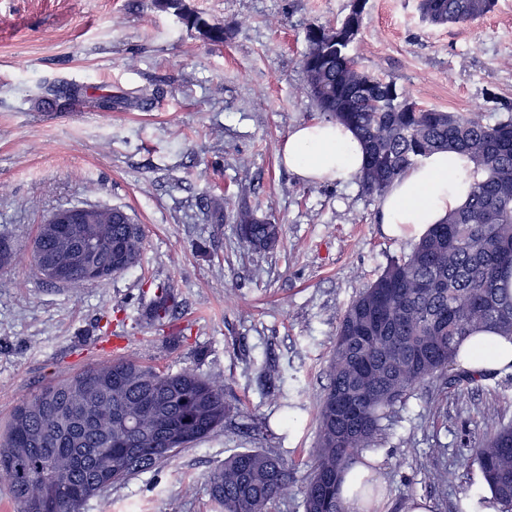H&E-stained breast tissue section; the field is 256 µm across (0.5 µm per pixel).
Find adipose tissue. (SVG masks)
<instances>
[{"label": "adipose tissue", "instance_id": "adipose-tissue-1", "mask_svg": "<svg viewBox=\"0 0 512 512\" xmlns=\"http://www.w3.org/2000/svg\"><path fill=\"white\" fill-rule=\"evenodd\" d=\"M282 162L304 182H337L353 177L364 160L359 139L345 125L319 121L295 126L281 146ZM474 182L473 163L455 151L419 158L379 201V221L388 235L420 238L463 206ZM468 368L491 370L512 362V341L480 332L464 344Z\"/></svg>", "mask_w": 512, "mask_h": 512}]
</instances>
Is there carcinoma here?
<instances>
[{"label":"carcinoma","instance_id":"1","mask_svg":"<svg viewBox=\"0 0 512 512\" xmlns=\"http://www.w3.org/2000/svg\"><path fill=\"white\" fill-rule=\"evenodd\" d=\"M495 0H419L434 25L457 24L490 13ZM368 0H350L334 24L305 29L301 66L318 111L349 126L365 151L355 176L379 198L425 154L455 150L475 165L469 202L434 225L412 250L388 260L377 278L342 315L321 397L304 512H346L341 476L373 449L384 421L421 383L448 389L483 382L512 383V363L497 371L462 366L460 347L480 331L512 340V295L499 286L512 274V113L490 123L470 113L420 106L397 84L359 65L352 53L361 37ZM206 26L212 43L224 29L198 13L186 25ZM115 207L95 205L92 223L55 232L44 227L39 266L85 268L63 284L77 286L122 275L138 261L144 229L112 222ZM242 240L259 250L278 243L282 225L243 209L234 216ZM175 302L160 287L147 317L168 318ZM231 406L224 386L192 370L160 372L130 359L91 365L43 385L0 431V475L16 512H80L88 499L151 471L178 451L210 436ZM470 453L499 504L512 512V422L485 434H465ZM294 481V468L261 448L224 458L208 479L222 512H268Z\"/></svg>","mask_w":512,"mask_h":512}]
</instances>
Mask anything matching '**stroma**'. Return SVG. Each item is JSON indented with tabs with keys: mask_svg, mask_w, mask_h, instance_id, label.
Returning <instances> with one entry per match:
<instances>
[{
	"mask_svg": "<svg viewBox=\"0 0 512 512\" xmlns=\"http://www.w3.org/2000/svg\"><path fill=\"white\" fill-rule=\"evenodd\" d=\"M184 2L223 27V44L153 0H0V238L12 251L0 271V427L45 382L90 364L192 368L223 384V427L80 512H219L208 477L246 448L297 463L271 512H303L339 319L415 241L384 234L356 182L305 183L280 161L289 131L321 118L300 66L304 30L335 22L349 0ZM354 53L423 107L497 120L512 102V0L443 26L423 22L417 0H369ZM104 95L111 111L95 104ZM217 199L220 224L208 218ZM83 202L143 225L140 260L80 288L45 283L30 242L52 210ZM242 208L280 220L273 249L241 240ZM160 285L178 308L152 323ZM500 418L512 420V385L417 386L376 440L386 512L417 496L460 512L485 485L459 437Z\"/></svg>",
	"mask_w": 512,
	"mask_h": 512,
	"instance_id": "35a3bbf8",
	"label": "stroma"
}]
</instances>
